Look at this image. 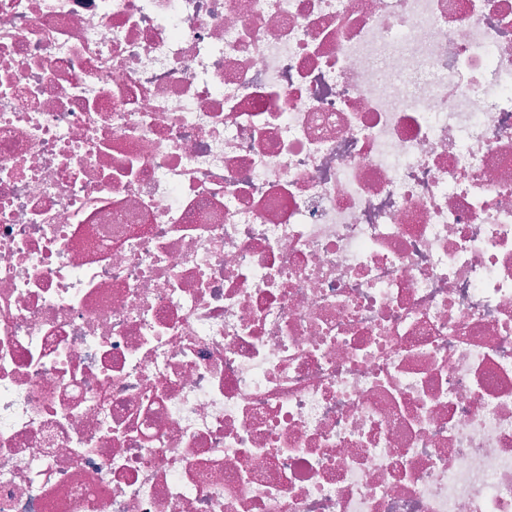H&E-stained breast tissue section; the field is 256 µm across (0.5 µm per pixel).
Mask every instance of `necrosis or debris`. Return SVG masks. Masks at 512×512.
<instances>
[{
    "mask_svg": "<svg viewBox=\"0 0 512 512\" xmlns=\"http://www.w3.org/2000/svg\"><path fill=\"white\" fill-rule=\"evenodd\" d=\"M0 512H512V0H0Z\"/></svg>",
    "mask_w": 512,
    "mask_h": 512,
    "instance_id": "4bbe7bcc",
    "label": "necrosis or debris"
}]
</instances>
